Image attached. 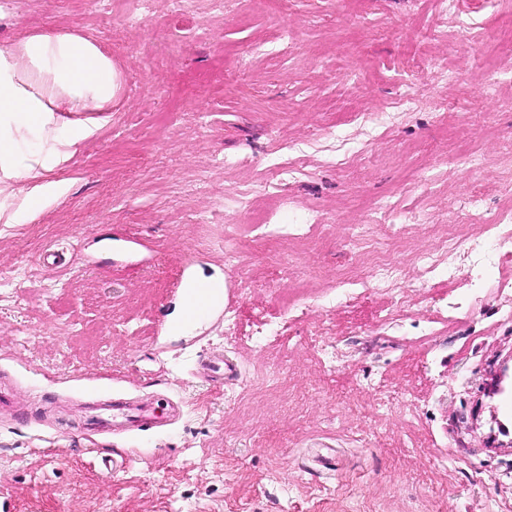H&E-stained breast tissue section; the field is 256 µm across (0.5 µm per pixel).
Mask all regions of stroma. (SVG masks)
<instances>
[{
	"instance_id": "1",
	"label": "stroma",
	"mask_w": 512,
	"mask_h": 512,
	"mask_svg": "<svg viewBox=\"0 0 512 512\" xmlns=\"http://www.w3.org/2000/svg\"><path fill=\"white\" fill-rule=\"evenodd\" d=\"M190 9L181 25L171 0H0V48L74 27L122 84L43 174L63 192L37 218L0 195L4 512H512V290L473 298L416 260L463 207L478 237L512 206V0ZM463 149L483 161L470 178ZM394 225L400 312L394 289L339 286ZM190 277L222 287L223 318L177 325ZM301 284L315 302L286 313ZM220 354L234 385L198 371ZM122 391L180 413L89 435L90 395Z\"/></svg>"
}]
</instances>
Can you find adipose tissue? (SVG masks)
<instances>
[{
    "label": "adipose tissue",
    "mask_w": 512,
    "mask_h": 512,
    "mask_svg": "<svg viewBox=\"0 0 512 512\" xmlns=\"http://www.w3.org/2000/svg\"><path fill=\"white\" fill-rule=\"evenodd\" d=\"M121 89L117 65L69 30L0 48V194L24 191L30 215L42 172L70 160L107 121Z\"/></svg>",
    "instance_id": "1"
}]
</instances>
